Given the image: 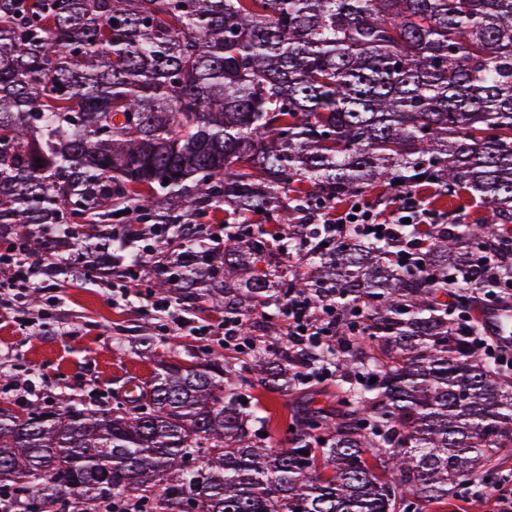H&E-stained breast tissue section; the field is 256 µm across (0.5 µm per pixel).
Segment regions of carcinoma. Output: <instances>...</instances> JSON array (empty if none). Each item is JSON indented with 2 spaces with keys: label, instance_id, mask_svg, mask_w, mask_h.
<instances>
[{
  "label": "carcinoma",
  "instance_id": "carcinoma-1",
  "mask_svg": "<svg viewBox=\"0 0 512 512\" xmlns=\"http://www.w3.org/2000/svg\"><path fill=\"white\" fill-rule=\"evenodd\" d=\"M419 176L490 209L424 271L353 228L317 245L328 205ZM216 211L220 254L190 228ZM121 212L187 226L154 287L205 286L245 336L302 293L347 345L292 351L267 320L250 358H161L110 409L0 405L23 512H423L512 449V365L454 331L447 281L482 246L512 275V0H0V246L37 224L105 268ZM328 357L336 407L274 439L245 393Z\"/></svg>",
  "mask_w": 512,
  "mask_h": 512
}]
</instances>
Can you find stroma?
<instances>
[{
  "instance_id": "1",
  "label": "stroma",
  "mask_w": 512,
  "mask_h": 512,
  "mask_svg": "<svg viewBox=\"0 0 512 512\" xmlns=\"http://www.w3.org/2000/svg\"><path fill=\"white\" fill-rule=\"evenodd\" d=\"M415 192L427 208L451 219L460 217L473 223L488 211L486 205L464 194L439 197L431 184L417 186ZM142 230L139 224L126 225L112 244L122 258L133 254L142 258L138 286L128 301H113L108 277L71 270L50 280L45 290L23 303L0 307V401L16 399L8 381L30 378L42 391L41 403L62 395L92 408H108L113 394L131 390L152 375L161 354H173L188 365L203 350L224 351L218 336H195L187 330L176 336L164 333L161 318L150 309L149 297L154 292L155 259L165 243L144 238ZM50 295L59 299L55 314L38 331L20 328L19 316L37 315ZM170 295L176 313L195 325L214 324L224 318L223 308L203 289L189 293L174 289ZM147 337L153 340V347L144 346ZM335 403L336 382L332 379L285 392L257 390L247 400L248 407L267 409L274 424L282 429L292 416L306 409Z\"/></svg>"
}]
</instances>
